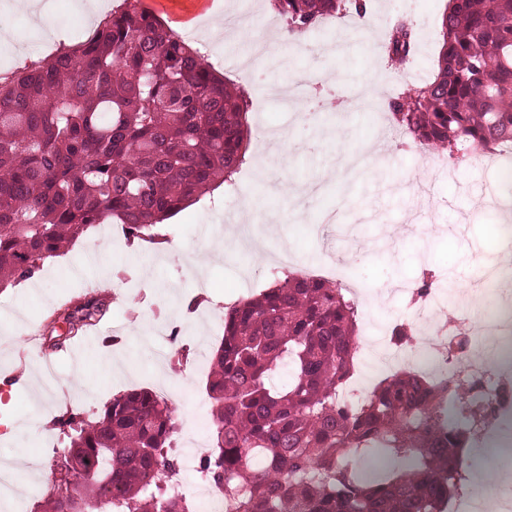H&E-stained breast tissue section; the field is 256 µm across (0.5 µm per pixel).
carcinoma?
<instances>
[{
  "instance_id": "1",
  "label": "carcinoma",
  "mask_w": 512,
  "mask_h": 512,
  "mask_svg": "<svg viewBox=\"0 0 512 512\" xmlns=\"http://www.w3.org/2000/svg\"><path fill=\"white\" fill-rule=\"evenodd\" d=\"M308 28L342 0H274ZM438 73L390 108L425 150L469 155L512 142V0H449ZM411 30L395 26L389 56L403 64ZM247 102L141 0H124L85 40L0 78V291L31 278L91 227L116 222L128 240H154L162 222L215 185L233 186L250 133ZM325 279L282 273L224 310L206 389L214 431L201 460L224 488L226 512H447L464 495L463 449L492 403L472 384L400 370L370 396L343 390L358 350V305ZM93 296L48 326L62 348L106 313ZM288 386L270 380L284 361ZM453 395L464 420L444 404ZM167 400L116 394L87 417L59 421L67 439L52 467L68 477L38 512H191L159 484L175 466ZM383 448L376 472L351 465Z\"/></svg>"
}]
</instances>
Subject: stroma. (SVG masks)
Listing matches in <instances>:
<instances>
[{
	"mask_svg": "<svg viewBox=\"0 0 512 512\" xmlns=\"http://www.w3.org/2000/svg\"><path fill=\"white\" fill-rule=\"evenodd\" d=\"M448 0H367L358 16L354 4L335 19L341 50L321 59L319 71L330 81L328 91L350 95L373 85L387 113L407 89L430 80L437 70L439 22ZM405 22L416 42L409 63L392 65L387 54L391 29ZM251 146L232 188L219 187L166 220L163 240L106 246L98 257L87 245L101 236L90 229L65 254L52 258L34 278L37 294L26 284L5 292L0 308V379L17 386H0V402L8 404L13 433L0 426V463L16 466L39 443L60 440L55 425L65 411L85 415L100 411L118 392L154 388L169 382L174 416L188 412L210 415L206 375H194L188 363L155 369L154 355L140 343L185 314L189 296L199 293L230 303L242 292L259 293L271 282L270 271L259 270L255 255L234 250L224 238V221L249 224L248 200L275 215V227L265 238L266 253L292 245L308 260L323 253L347 261L352 285H420L427 270L447 269L448 285L467 291L478 270L470 255L496 252L494 226L501 220L491 207L493 174L473 161L450 164L442 151L419 156L408 137L380 140L372 112L354 104L345 112H322L311 123L274 107L263 115L248 112ZM395 127L394 118L386 120ZM281 132L275 169L259 173L254 165L261 125ZM336 211L337 223L327 236L307 234L325 209ZM213 252L211 263L196 268L195 258ZM128 288L123 305L111 296ZM111 299L105 321L90 337L51 352L28 343L23 323L41 326L61 305L79 304L90 293ZM126 323L120 342L112 340L113 322ZM49 359L59 383L82 380L86 386L67 391L60 400L38 404L31 379L39 360Z\"/></svg>",
	"mask_w": 512,
	"mask_h": 512,
	"instance_id": "stroma-1",
	"label": "stroma"
}]
</instances>
